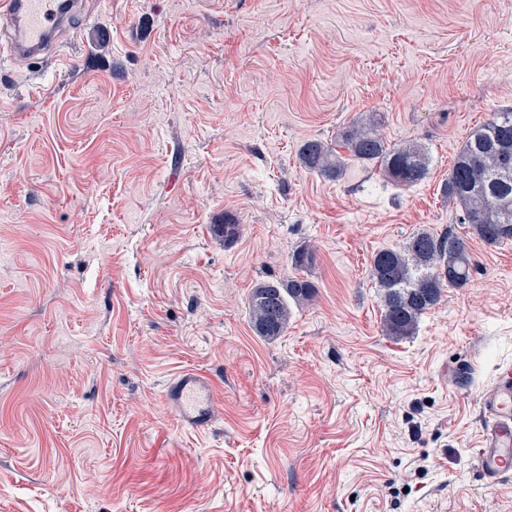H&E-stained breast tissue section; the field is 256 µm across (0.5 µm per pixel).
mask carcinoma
Returning <instances> with one entry per match:
<instances>
[{
  "mask_svg": "<svg viewBox=\"0 0 512 512\" xmlns=\"http://www.w3.org/2000/svg\"><path fill=\"white\" fill-rule=\"evenodd\" d=\"M340 140L347 150L344 156L320 140L306 141L299 152L301 164L332 181L342 180L352 163L373 165L400 188L412 187L428 175L426 148L417 142L389 145L376 118L352 122L341 131ZM443 194L461 208L472 234L485 244L512 241V108L493 113L488 122L470 131L449 169ZM212 232L231 243L239 236L240 225L228 218L212 225ZM315 260L312 247H301L291 256L297 274L252 288L248 315L257 335L275 340L285 334L291 304H303L315 294V285L299 276ZM474 270L467 242L450 230L419 231L401 247L378 250L370 275L381 291L384 335H413L421 316L441 303L445 288L466 287Z\"/></svg>",
  "mask_w": 512,
  "mask_h": 512,
  "instance_id": "carcinoma-1",
  "label": "carcinoma"
}]
</instances>
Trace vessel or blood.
Returning a JSON list of instances; mask_svg holds the SVG:
<instances>
[{
	"label": "vessel or blood",
	"instance_id": "1",
	"mask_svg": "<svg viewBox=\"0 0 512 512\" xmlns=\"http://www.w3.org/2000/svg\"><path fill=\"white\" fill-rule=\"evenodd\" d=\"M77 0H0V24L8 33L13 58L51 59L62 49V32L77 12ZM162 401L185 429L205 432L215 424L212 379L195 369L175 374ZM485 425L479 465L487 482L512 472V368H501L494 387L480 397Z\"/></svg>",
	"mask_w": 512,
	"mask_h": 512
}]
</instances>
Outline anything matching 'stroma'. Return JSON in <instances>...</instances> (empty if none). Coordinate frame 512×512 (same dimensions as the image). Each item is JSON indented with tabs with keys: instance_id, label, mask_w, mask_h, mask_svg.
Wrapping results in <instances>:
<instances>
[{
	"instance_id": "35a3bbf8",
	"label": "stroma",
	"mask_w": 512,
	"mask_h": 512,
	"mask_svg": "<svg viewBox=\"0 0 512 512\" xmlns=\"http://www.w3.org/2000/svg\"><path fill=\"white\" fill-rule=\"evenodd\" d=\"M52 62L0 55V512H512L478 469L479 396L512 366V242L442 185L512 108V0H90ZM377 115L429 150L411 188L303 143ZM234 216L239 238L212 236ZM453 230L476 269L382 331L378 250ZM316 292L257 336L252 288ZM217 386L212 430L161 399ZM216 391L212 379L195 369H184L167 383L162 401L185 429L207 432L215 424Z\"/></svg>"
}]
</instances>
